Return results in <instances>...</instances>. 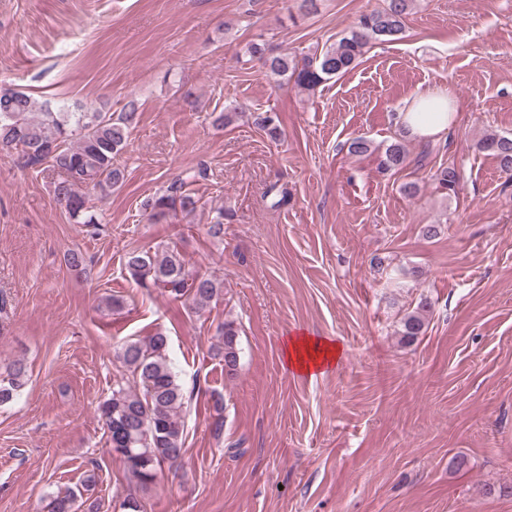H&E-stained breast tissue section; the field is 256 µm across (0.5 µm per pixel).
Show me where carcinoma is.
<instances>
[{"instance_id":"obj_1","label":"carcinoma","mask_w":512,"mask_h":512,"mask_svg":"<svg viewBox=\"0 0 512 512\" xmlns=\"http://www.w3.org/2000/svg\"><path fill=\"white\" fill-rule=\"evenodd\" d=\"M414 0H386V5L360 17L346 34L322 52L301 61L288 54L267 57L264 48L252 44L250 57L262 62L272 73L305 91H312L331 78L354 69L372 43L399 40ZM137 115L131 101L119 114L112 112H63L38 102L31 95L13 89L0 90V153L18 150L30 164L49 162L62 175L55 185L57 201L79 224H95L87 207L84 190L102 196L124 181L117 163ZM480 150L493 156L500 172L512 180V138L489 133L478 142ZM409 152L403 139H395L382 156L381 167L397 171L408 164ZM438 188L456 193L458 173L443 167L432 175ZM196 200L177 179L166 192L145 203L149 220L166 221L177 211L191 212ZM125 268L145 289L162 288L173 298L188 296L196 309L209 306L220 295L222 284L190 270L174 251L150 253L133 250L125 256ZM431 304L422 301L402 320L401 342L411 345L428 326ZM224 372L232 377L240 366L239 333L232 321L219 328ZM167 336L157 333L144 341H129L122 347L123 372L112 397L102 402L99 417L111 449L123 460L136 484L147 489L156 483L163 466L174 468L184 453L181 413L184 392L168 361ZM23 361L14 363L8 377L0 379V406L13 401L23 386ZM78 492L72 488L52 496L50 512H77Z\"/></svg>"}]
</instances>
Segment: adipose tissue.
Instances as JSON below:
<instances>
[{"label": "adipose tissue", "mask_w": 512, "mask_h": 512, "mask_svg": "<svg viewBox=\"0 0 512 512\" xmlns=\"http://www.w3.org/2000/svg\"><path fill=\"white\" fill-rule=\"evenodd\" d=\"M451 90L435 88L409 100L398 114V123L409 137L425 141L447 133L457 119ZM289 368L315 376L333 367L340 355L337 343L307 334L289 337L284 347Z\"/></svg>", "instance_id": "obj_1"}]
</instances>
